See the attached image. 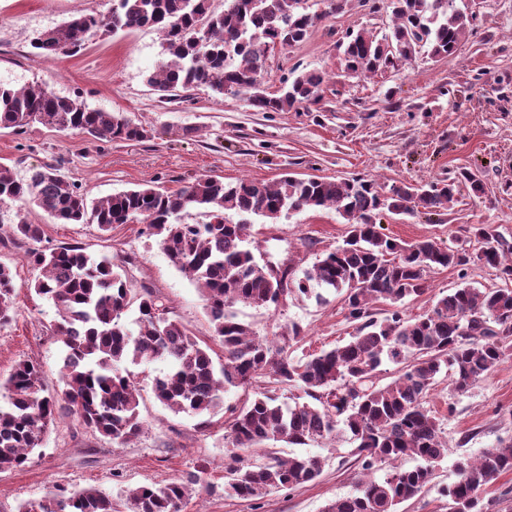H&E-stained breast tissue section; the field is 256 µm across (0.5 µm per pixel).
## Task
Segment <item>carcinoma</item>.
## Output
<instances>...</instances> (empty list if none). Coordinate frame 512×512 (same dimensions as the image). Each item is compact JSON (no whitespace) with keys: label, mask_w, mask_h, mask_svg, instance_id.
Masks as SVG:
<instances>
[{"label":"carcinoma","mask_w":512,"mask_h":512,"mask_svg":"<svg viewBox=\"0 0 512 512\" xmlns=\"http://www.w3.org/2000/svg\"><path fill=\"white\" fill-rule=\"evenodd\" d=\"M304 2L224 0V10L217 12L211 0H113L108 18L73 17L40 34L32 47L45 58L74 55L95 37L150 26L162 34V54L168 58L148 78L160 98L205 87L219 95H245L255 112H297L319 101L323 75L300 72L270 95L262 88L268 55L278 45L308 39L318 21L343 9L346 0H327V11L320 15L308 12ZM390 2L389 34L379 39L349 32L338 44L348 73L371 76L421 53L449 57L473 20L455 0ZM34 124L111 141L148 134L122 112L89 109L45 87L0 85V129L24 133ZM462 186L476 198L485 193L481 175L460 168L420 188L401 183L385 190L372 179L292 173L272 184L203 176L175 192L146 184L93 200L53 165L32 168L28 177L19 178L1 164L0 212L16 209L17 222L12 237L0 238V244L30 245L26 258L38 275L28 288L50 300L59 317L55 332L63 345V388L46 392L41 366L32 360L18 362L0 381L10 402L0 408V470L25 467L63 416L113 444L132 441L142 431L139 389L125 364L161 361L166 369L153 378L154 396L175 413L212 414L223 408L228 388L266 383L245 393L231 410L226 438L234 451L224 461L225 496L262 498L275 489H300L320 475L315 457L282 458L269 448L265 462L251 463L245 456L250 448L266 441L319 444L347 434L355 444L360 478L354 494L323 512H398L431 483L435 467L448 455L439 419L424 406L436 376L448 372L452 390L463 393L512 358V241L477 224L472 234L479 247L469 252L431 239L399 242L377 228L384 213L450 212ZM28 205L61 224L91 222L102 232L114 224L146 225L172 263L198 284L213 336L224 348V365L215 368L210 347L172 316L165 300L149 289L134 291L107 258L79 245H45L42 225L21 215ZM327 206L349 224V234L298 280L288 272L275 278L244 247L250 228L246 216L275 224L292 211ZM192 211L205 221L181 220ZM235 216L242 220L234 221ZM477 265L495 269L501 284L472 286L468 270ZM446 268L458 270L460 285L424 314L405 317L404 300L422 296L429 274ZM16 289L11 267L0 262V325L12 320ZM332 291L345 292L355 334L304 359L285 352L286 345L300 339L298 324L261 338L237 314L240 305H277L292 292L326 304ZM376 303L393 310L379 320L372 313ZM134 305L138 316L132 329L124 315ZM385 361L400 368L379 386L376 373ZM283 386L300 389L314 403H279L277 391ZM406 458L422 464L399 465ZM380 470L384 476L375 477ZM457 471L458 479L442 489L448 512H492L497 501L484 500L483 493L499 475L512 471V439L459 460ZM207 474L203 461L184 479L139 487L123 502L95 487L57 489L18 512H181L195 487H210Z\"/></svg>","instance_id":"obj_1"}]
</instances>
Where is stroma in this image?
<instances>
[{"instance_id":"obj_1","label":"stroma","mask_w":512,"mask_h":512,"mask_svg":"<svg viewBox=\"0 0 512 512\" xmlns=\"http://www.w3.org/2000/svg\"><path fill=\"white\" fill-rule=\"evenodd\" d=\"M456 4L476 20L452 56L419 55L384 73L353 77L341 64L339 37L349 30L390 33V8L369 14L351 2L329 16L324 0H306L308 10L323 20L304 43L270 55L263 87L272 94L293 69L319 71L326 77L321 99L297 112H256L244 97H219L205 88L191 91L185 101L160 99L147 83L162 60L161 36L150 27L95 38L73 56L35 55L31 43L42 32L74 16L109 17L112 0H0V84L42 85L90 108L125 113L148 131L139 141H107L41 125L22 135L2 129L0 163L20 177L30 168L55 165L91 199L151 181L176 191L201 176L272 183L288 172L363 176L385 187L422 185L466 167L482 173V198L461 197L452 212L432 218L384 217L381 233L469 250L471 226L489 224L512 240V0ZM25 215L42 225L50 244L87 247L125 270L133 288H152L198 341L211 344L214 363H223L196 284L147 236L144 225L116 224L104 234L93 223H56L35 207ZM345 232L335 209H306L275 224H253L248 246L260 262L287 260L300 274L341 244ZM24 255V246H0V261L14 266L19 286L16 317L0 326V378L17 362L33 360L53 393L62 387L55 310L27 290L33 271ZM238 314L261 336L298 323L303 338L288 348L293 359L344 344L355 331L343 298L335 295L320 305L294 294L279 308L242 306ZM163 368L160 362L131 368L140 388L143 430L137 438L120 447L74 418H61L26 467L0 472V512H17L20 504L60 487L94 486L118 494L173 481L201 460L209 463L213 488L193 493L182 512H323L354 492L360 467L353 445L335 438L318 445L280 444V456L318 457L321 474L306 487L274 490L258 500L225 497V427L244 391L228 389L223 409L205 421L174 413L152 390V378ZM427 406L440 419L448 456L438 463L432 483L399 512H446L440 490L456 480L457 461L512 438V360L465 393L453 392L446 375H439Z\"/></svg>"}]
</instances>
